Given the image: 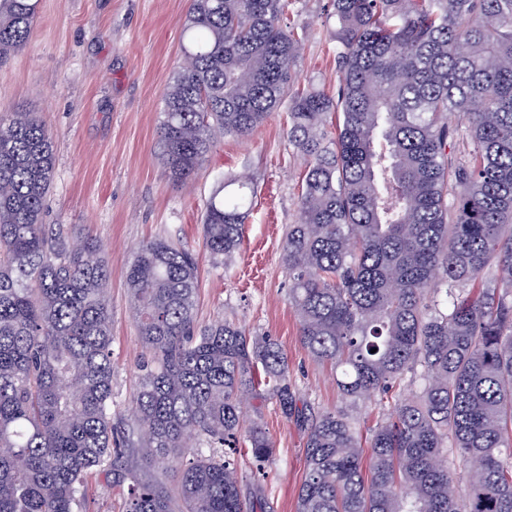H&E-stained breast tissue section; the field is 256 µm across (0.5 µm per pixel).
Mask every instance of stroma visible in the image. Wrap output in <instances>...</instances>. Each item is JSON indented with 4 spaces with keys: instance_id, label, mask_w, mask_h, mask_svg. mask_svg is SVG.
Here are the masks:
<instances>
[{
    "instance_id": "35a3bbf8",
    "label": "stroma",
    "mask_w": 512,
    "mask_h": 512,
    "mask_svg": "<svg viewBox=\"0 0 512 512\" xmlns=\"http://www.w3.org/2000/svg\"><path fill=\"white\" fill-rule=\"evenodd\" d=\"M189 7L190 0H40L31 42L0 66V115L18 106L38 113L56 155L45 221L98 238L105 250L116 410L129 412L145 354L130 314L126 266L141 243L157 237L179 242L196 258L198 323L223 318L271 336L288 355V380L299 401L317 411L341 407L329 367L300 347L281 263L302 176L288 141L287 105L248 137L217 138L186 186L174 184L161 163L156 131L166 84L181 61ZM331 11L328 0H296L281 24L311 33L293 63L300 83L334 90L339 74ZM234 173L252 178L256 197L243 243L225 267L205 249L200 220L224 177ZM245 417L261 419L275 454L259 470L243 449L235 450L241 495L260 512H297L305 476L302 424L272 402ZM126 497L102 473L89 474L82 512H124Z\"/></svg>"
}]
</instances>
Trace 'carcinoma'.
Returning <instances> with one entry per match:
<instances>
[{"mask_svg": "<svg viewBox=\"0 0 512 512\" xmlns=\"http://www.w3.org/2000/svg\"><path fill=\"white\" fill-rule=\"evenodd\" d=\"M294 2L192 0L161 162L185 183L217 136L247 137L288 102L304 161L282 247L288 299L301 348L331 367L346 406H298L270 337L198 324L195 258L159 237L126 268L147 360L131 417L112 411L101 244L43 223L54 143L37 113L11 112L0 118V512H79L94 471L128 488L125 512H254L217 453L239 442L249 395L305 426L298 512H512V0H330L335 92L299 86L308 32L281 25ZM37 11L38 0H0V64L30 43ZM254 193L231 174L206 203L216 263L239 248ZM407 381L418 394L402 396ZM377 396L389 409L364 435L348 408ZM244 443L260 468L274 456L257 419ZM457 464L469 471L462 498Z\"/></svg>", "mask_w": 512, "mask_h": 512, "instance_id": "cac0c4a2", "label": "carcinoma"}]
</instances>
